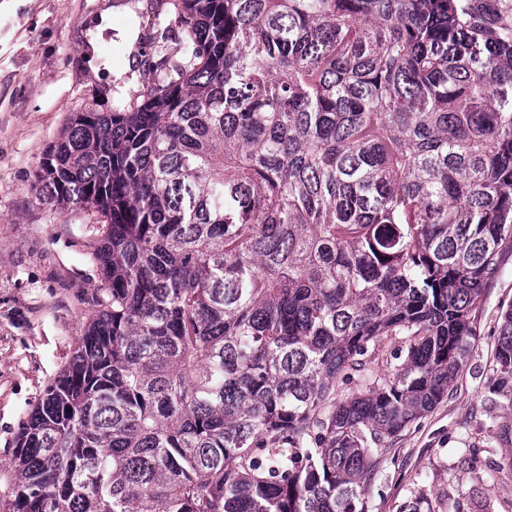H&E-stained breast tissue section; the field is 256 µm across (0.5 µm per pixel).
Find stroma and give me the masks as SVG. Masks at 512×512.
<instances>
[{
  "label": "stroma",
  "mask_w": 512,
  "mask_h": 512,
  "mask_svg": "<svg viewBox=\"0 0 512 512\" xmlns=\"http://www.w3.org/2000/svg\"><path fill=\"white\" fill-rule=\"evenodd\" d=\"M187 41L172 0H0V512L12 500L20 428L69 365L102 284L94 215L44 205L35 172L74 113L141 100L162 76L160 60L183 61ZM511 303L507 239L466 368L432 412L381 449L369 512H397L420 493L435 512H512V446L499 437L512 410L488 391Z\"/></svg>",
  "instance_id": "stroma-1"
}]
</instances>
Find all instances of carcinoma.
Segmentation results:
<instances>
[{
    "mask_svg": "<svg viewBox=\"0 0 512 512\" xmlns=\"http://www.w3.org/2000/svg\"><path fill=\"white\" fill-rule=\"evenodd\" d=\"M173 6L184 62L73 115L35 174L102 216L104 288L10 512H368L512 233V0ZM384 337L399 364L370 379ZM492 371L512 409V303Z\"/></svg>",
    "mask_w": 512,
    "mask_h": 512,
    "instance_id": "carcinoma-1",
    "label": "carcinoma"
}]
</instances>
